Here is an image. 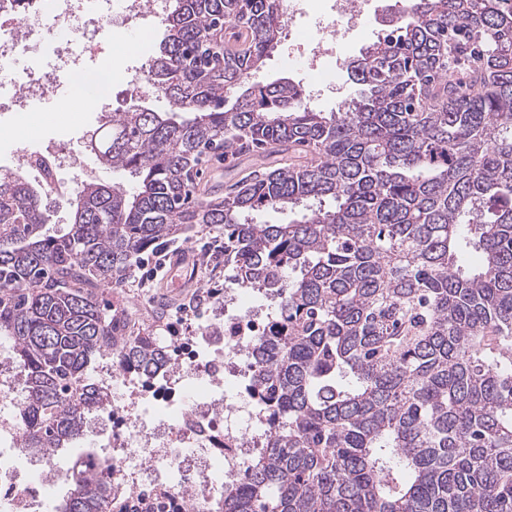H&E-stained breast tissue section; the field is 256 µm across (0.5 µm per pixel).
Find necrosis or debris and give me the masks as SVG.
<instances>
[{
	"label": "necrosis or debris",
	"instance_id": "necrosis-or-debris-1",
	"mask_svg": "<svg viewBox=\"0 0 512 512\" xmlns=\"http://www.w3.org/2000/svg\"><path fill=\"white\" fill-rule=\"evenodd\" d=\"M363 0H286L285 28L311 14L317 35L302 64L313 70L335 57L362 15ZM169 0H25L22 9H0V72L19 60L28 65L0 80V138L62 104L65 83L94 78L87 66L105 28L136 31L142 20L163 22ZM66 142L12 149L6 170L36 175L48 195L62 192L58 174L72 166ZM266 300L246 288L224 292V317L198 313L192 326L194 354L181 358L152 386L109 370L107 409L112 430L99 447L109 449L121 480L123 512H210L224 488L240 479L261 448L269 421L254 392L252 347L265 332ZM18 374L11 348L0 342V512H57V497L43 472L59 470L57 457L23 448Z\"/></svg>",
	"mask_w": 512,
	"mask_h": 512
}]
</instances>
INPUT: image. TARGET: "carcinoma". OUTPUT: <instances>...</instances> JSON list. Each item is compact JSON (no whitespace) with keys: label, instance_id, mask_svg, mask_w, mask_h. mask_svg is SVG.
I'll list each match as a JSON object with an SVG mask.
<instances>
[{"label":"carcinoma","instance_id":"cac0c4a2","mask_svg":"<svg viewBox=\"0 0 512 512\" xmlns=\"http://www.w3.org/2000/svg\"><path fill=\"white\" fill-rule=\"evenodd\" d=\"M284 0H171L147 64L168 111L104 116L84 182L41 233L42 191L0 171V339L24 447L85 436L104 361L141 381L187 342L127 335L89 286H124L196 228L224 232V287L276 299L253 343L268 446L211 512H512V0H403L348 65L347 108L249 77ZM241 48L208 52L211 33ZM235 101L230 108L225 102ZM211 149L245 166L192 198ZM288 212L286 224L254 221ZM469 248L480 263L463 266ZM112 457L83 448L58 512H106Z\"/></svg>","mask_w":512,"mask_h":512}]
</instances>
